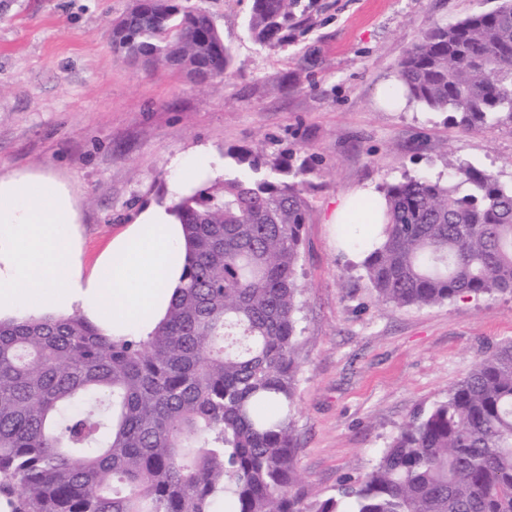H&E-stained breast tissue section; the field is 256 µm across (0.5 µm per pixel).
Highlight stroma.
I'll use <instances>...</instances> for the list:
<instances>
[{
	"instance_id": "1",
	"label": "stroma",
	"mask_w": 512,
	"mask_h": 512,
	"mask_svg": "<svg viewBox=\"0 0 512 512\" xmlns=\"http://www.w3.org/2000/svg\"><path fill=\"white\" fill-rule=\"evenodd\" d=\"M185 3L212 15L230 78L198 86L115 54L111 25L132 0H0V174L43 170L72 185L88 273L133 214L164 196L176 156L247 148L306 164L297 459L304 490L328 495L369 472L402 423L512 341L510 295L381 302L359 252L342 248L329 222L356 189L445 180L459 164L512 185L511 125L465 132L423 104L378 100L425 31L498 0H320L308 38L274 51L248 34L252 0Z\"/></svg>"
}]
</instances>
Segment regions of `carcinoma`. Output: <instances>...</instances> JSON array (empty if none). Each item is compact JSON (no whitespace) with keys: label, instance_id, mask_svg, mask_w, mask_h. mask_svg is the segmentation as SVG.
<instances>
[{"label":"carcinoma","instance_id":"cac0c4a2","mask_svg":"<svg viewBox=\"0 0 512 512\" xmlns=\"http://www.w3.org/2000/svg\"><path fill=\"white\" fill-rule=\"evenodd\" d=\"M317 0H253L260 48L313 30ZM116 54L186 76H230L211 14L134 0ZM406 97L477 130L512 123V6L439 25L398 64ZM227 156L226 175L175 204L185 284L147 338L105 336L75 313L0 320V497L11 512H512V343L414 415L363 477L308 496L293 412L305 165ZM382 242L362 267L378 298L426 307L512 294V189L458 165L444 184L382 190Z\"/></svg>","mask_w":512,"mask_h":512}]
</instances>
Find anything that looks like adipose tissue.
Instances as JSON below:
<instances>
[{
	"label": "adipose tissue",
	"instance_id": "adipose-tissue-1",
	"mask_svg": "<svg viewBox=\"0 0 512 512\" xmlns=\"http://www.w3.org/2000/svg\"><path fill=\"white\" fill-rule=\"evenodd\" d=\"M223 172V159L204 148L177 157L164 199L142 206L88 273L71 187L46 173L0 175V318L78 313L108 336L150 335L183 283L188 247L174 205ZM383 209L381 194L361 188L332 221L378 224Z\"/></svg>",
	"mask_w": 512,
	"mask_h": 512
}]
</instances>
